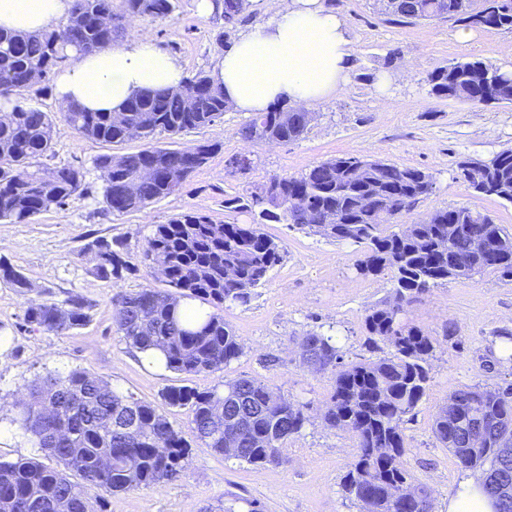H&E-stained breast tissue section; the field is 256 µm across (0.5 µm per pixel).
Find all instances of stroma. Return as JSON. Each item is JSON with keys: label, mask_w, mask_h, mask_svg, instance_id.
<instances>
[{"label": "stroma", "mask_w": 512, "mask_h": 512, "mask_svg": "<svg viewBox=\"0 0 512 512\" xmlns=\"http://www.w3.org/2000/svg\"><path fill=\"white\" fill-rule=\"evenodd\" d=\"M196 0H177L174 12L156 22H132L129 33L150 37L176 57L186 74L211 71L224 53L218 38L223 18L202 17ZM345 21L352 47L348 79L328 101L312 106L307 132L289 142L246 145L240 129L248 113L232 109L213 125L159 136L161 145L187 149L209 142L220 149L197 169L179 193L121 216L102 210V184L93 169L102 154L121 155L137 142L105 144L79 136L58 120L54 151L41 164L69 163L87 172L89 192L32 224L0 221V258L31 283L22 293L0 283V458L35 455L15 423V404L29 385L53 372L80 369L122 392L161 405L170 385L206 390L224 380L248 376L311 404L310 421L288 443L284 467L250 466L212 454L197 442L188 410L167 408L169 419L191 443L189 465L177 481L106 498L103 512H245L243 500L258 501L262 512H362L342 491L343 477L357 450L352 435L325 427L321 413L332 390L330 373L302 365L297 340L308 332L334 335L345 362L369 360L363 345L364 319L391 295V275L357 274V247L308 235L284 224L265 230L283 250V260L246 307L229 305L224 318L242 344L241 355L224 370L182 375L147 367L115 331L112 297L135 292L154 279L139 265L142 247L158 224L178 214L198 212L215 223H245L226 211L225 198L272 174L297 175L312 165L345 154L375 156L415 167L434 177L433 189L415 209L420 219L458 205L487 212L512 234V204L479 196L457 177L456 163L512 150V104L465 103L431 94L434 68L483 60L512 70V32L476 27L469 41L455 38L459 22H400L381 14L373 0H332ZM250 151L253 167L228 174L229 155ZM117 238L125 243L132 272L118 280L95 274V244ZM78 295L88 305L86 325L57 335L23 328L30 301L61 302ZM407 320L441 343L432 360L430 387L403 425V465L411 484L431 493L432 512H448L464 467L432 433L439 407L465 386L512 381V360L504 357L497 334L512 330V282L485 271L431 288L410 309Z\"/></svg>", "instance_id": "35a3bbf8"}]
</instances>
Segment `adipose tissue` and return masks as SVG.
Here are the masks:
<instances>
[{
    "label": "adipose tissue",
    "instance_id": "ef3b65f1",
    "mask_svg": "<svg viewBox=\"0 0 512 512\" xmlns=\"http://www.w3.org/2000/svg\"><path fill=\"white\" fill-rule=\"evenodd\" d=\"M71 0H0V28L33 34L67 16ZM351 40L343 19L325 0H285L270 21L238 40L212 72L225 97L243 112L289 102L325 101L348 77ZM186 74L177 58L136 35L118 48L72 52L57 78V95L90 110L115 112L133 95L174 89ZM480 476L465 475L448 512H496Z\"/></svg>",
    "mask_w": 512,
    "mask_h": 512
}]
</instances>
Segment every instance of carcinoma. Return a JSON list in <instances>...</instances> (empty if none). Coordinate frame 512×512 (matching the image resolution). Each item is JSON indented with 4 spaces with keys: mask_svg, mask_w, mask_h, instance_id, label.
<instances>
[{
    "mask_svg": "<svg viewBox=\"0 0 512 512\" xmlns=\"http://www.w3.org/2000/svg\"><path fill=\"white\" fill-rule=\"evenodd\" d=\"M248 0H220L225 27H235ZM380 13L398 21L454 19L470 26L512 32V0H374ZM174 0H73L66 25L40 34L0 30V220L31 224L86 191V171L72 164L42 168L52 153L55 116L14 99L29 87V74L50 72L68 58V49L92 53L112 45L127 24L170 16ZM438 98L480 104H512V73L481 60L440 66L429 75ZM232 108L222 86L200 71L175 90L141 93L130 99L120 120L110 112L69 105L61 118L79 134L106 144L142 142L122 155L94 160L102 182L104 210L112 215L140 211L179 192L190 175L218 149L202 143L188 149L157 146L153 138L207 127ZM311 121L308 112L286 105L255 112L240 130L247 142L296 140ZM474 192L512 203V150L457 164ZM433 188V176L381 158L346 155L319 162L295 176L273 174L224 200V208L248 213V224H216L187 212L156 226L141 259L165 284L112 298L117 334L131 347L158 351L167 369L186 375L216 372L242 354L233 327L219 313L225 303L246 305L281 263V247L266 224H288L360 247L357 272L368 278L393 273L388 301L364 320L365 345L376 354L367 362L344 364L332 335L302 336L303 363L333 375V391L323 411L331 430L356 440L358 453L344 477L343 491L363 512H432L424 500L406 501L408 473L401 458L404 419L425 396L430 360L439 340L404 320L408 307L430 288L450 279L492 269L512 282V235L495 219L468 206L438 210L402 223ZM485 239L496 252L478 255ZM123 242L96 243L98 278L111 280L127 269ZM0 281L21 292L31 283L12 265L0 262ZM199 301L210 309H188ZM89 319L85 302H32L24 326L64 334ZM162 400L192 413L193 432L214 454L252 466L286 465L288 441L302 432L310 404L292 401L255 379H226L210 390L167 386ZM15 422L43 459H0V512H96L99 494L122 493L174 482L188 465L189 445L172 421L154 405L125 394L108 382L74 369L48 375L18 404ZM433 434L464 468H480L484 488L512 481V456L499 448L512 442V382L464 387L440 407ZM76 474L80 480L71 479Z\"/></svg>",
    "mask_w": 512,
    "mask_h": 512,
    "instance_id": "cac0c4a2",
    "label": "carcinoma"
}]
</instances>
